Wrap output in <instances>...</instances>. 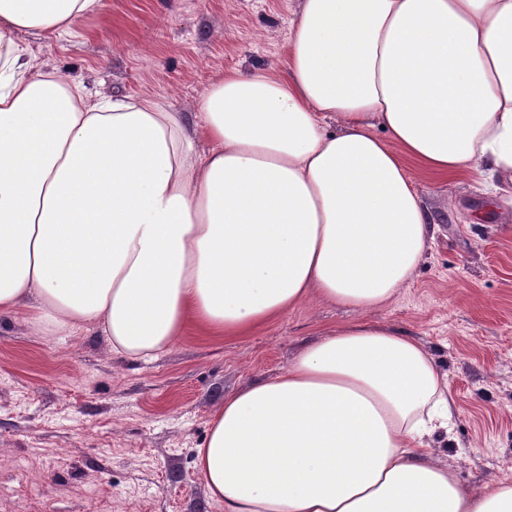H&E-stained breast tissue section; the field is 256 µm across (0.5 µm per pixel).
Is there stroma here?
Masks as SVG:
<instances>
[{"mask_svg":"<svg viewBox=\"0 0 512 512\" xmlns=\"http://www.w3.org/2000/svg\"><path fill=\"white\" fill-rule=\"evenodd\" d=\"M300 0H107L74 36L18 40L97 96H153L191 112L230 72L280 76ZM416 178L439 224L412 280L367 313L317 297L239 336L187 334L148 362L97 331L0 315V512H220L194 468L224 398L285 370L307 342L372 319L425 344L447 372L451 439L433 455L461 484L512 483V195L491 173Z\"/></svg>","mask_w":512,"mask_h":512,"instance_id":"35a3bbf8","label":"stroma"}]
</instances>
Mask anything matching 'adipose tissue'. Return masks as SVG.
I'll return each mask as SVG.
<instances>
[{
  "instance_id": "adipose-tissue-1",
  "label": "adipose tissue",
  "mask_w": 512,
  "mask_h": 512,
  "mask_svg": "<svg viewBox=\"0 0 512 512\" xmlns=\"http://www.w3.org/2000/svg\"><path fill=\"white\" fill-rule=\"evenodd\" d=\"M104 6L0 0V314L139 360L313 293L378 309L437 231L411 167L512 173V0H301L287 78L225 75L189 117L92 99L15 38ZM452 416L425 345L360 321L225 397L195 468L222 512H512L429 454Z\"/></svg>"
}]
</instances>
